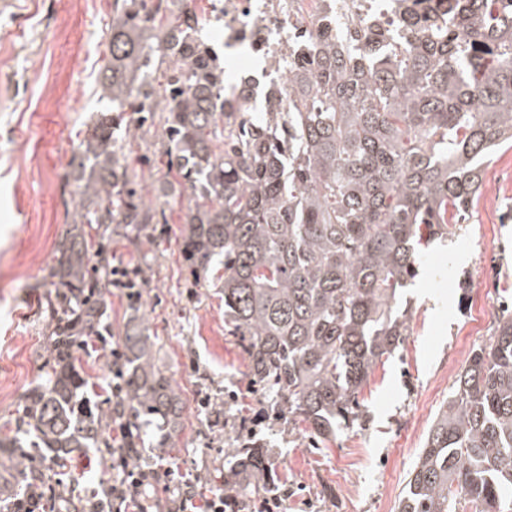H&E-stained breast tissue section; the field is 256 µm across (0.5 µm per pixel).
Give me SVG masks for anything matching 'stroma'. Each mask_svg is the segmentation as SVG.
<instances>
[{"label":"stroma","instance_id":"1","mask_svg":"<svg viewBox=\"0 0 512 512\" xmlns=\"http://www.w3.org/2000/svg\"><path fill=\"white\" fill-rule=\"evenodd\" d=\"M110 0H0V434L49 359L52 324L42 309L50 267L71 221V160L92 113L104 107L96 76L106 51ZM160 124L148 123L131 162L147 205L165 216L155 244L133 246L112 227L116 263L145 282L138 306L112 291L105 318L110 342H95L82 367L92 401L112 396L110 350L137 313L154 342L157 366L171 378L184 408L175 447L152 451L164 466L149 496L170 500L177 476L194 485L224 480V451L251 431L269 435L287 490L271 512H394L427 430L457 374L488 342L502 302L512 303V149L492 155L482 192L452 240L423 251L418 275L403 291L409 334L379 364L358 399L364 426L310 447L307 434L266 411L246 376V356L224 329V296L194 280L182 255L187 191H171ZM221 405L214 414L201 397ZM108 454H75L59 484L100 488ZM334 490L322 498V486Z\"/></svg>","mask_w":512,"mask_h":512}]
</instances>
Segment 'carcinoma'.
<instances>
[{
    "label": "carcinoma",
    "mask_w": 512,
    "mask_h": 512,
    "mask_svg": "<svg viewBox=\"0 0 512 512\" xmlns=\"http://www.w3.org/2000/svg\"><path fill=\"white\" fill-rule=\"evenodd\" d=\"M405 33L362 24L350 50L328 30L297 37L288 55V111L239 120L224 101V62L202 40L196 0H112L100 96L78 146L72 222L51 267L53 364L25 397L0 467L50 493L52 512H99L49 473L75 452L112 453V421L131 431L117 449L134 464L167 448L183 401L153 362L135 316L124 331L122 392L95 405L75 365L101 335L112 286L107 239L129 242L155 214L137 200L127 145L160 113L166 176L190 190L183 258L217 277L224 326L246 355L252 385L290 424L325 443L363 419L358 395L408 333L400 289L418 274V245L465 222L482 160L512 148V0H402ZM137 118L124 122V114ZM95 231L98 248L91 244ZM48 463L24 452L29 437ZM268 439L228 450L224 512H255L281 477ZM512 512V310L472 350L431 422L396 512Z\"/></svg>",
    "instance_id": "obj_1"
}]
</instances>
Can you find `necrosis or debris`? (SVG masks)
I'll list each match as a JSON object with an SVG mask.
<instances>
[{
	"label": "necrosis or debris",
	"instance_id": "necrosis-or-debris-1",
	"mask_svg": "<svg viewBox=\"0 0 512 512\" xmlns=\"http://www.w3.org/2000/svg\"><path fill=\"white\" fill-rule=\"evenodd\" d=\"M401 16L398 0H224V63L240 74L224 96L238 112L286 107L288 45L297 33L328 24L353 39L363 20L394 28Z\"/></svg>",
	"mask_w": 512,
	"mask_h": 512
}]
</instances>
